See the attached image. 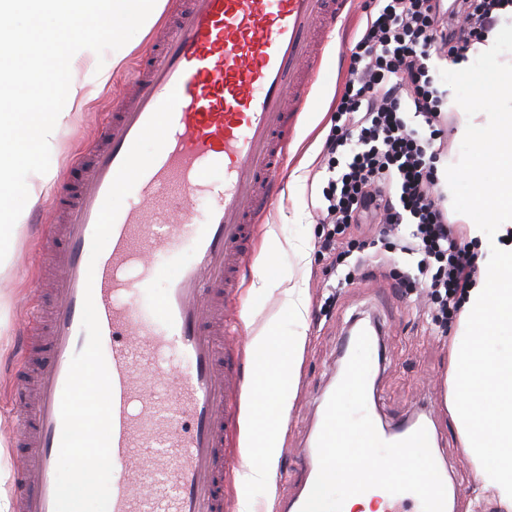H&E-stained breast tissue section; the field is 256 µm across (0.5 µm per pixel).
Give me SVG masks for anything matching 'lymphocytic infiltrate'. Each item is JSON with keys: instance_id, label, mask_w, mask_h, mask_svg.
<instances>
[{"instance_id": "lymphocytic-infiltrate-1", "label": "lymphocytic infiltrate", "mask_w": 512, "mask_h": 512, "mask_svg": "<svg viewBox=\"0 0 512 512\" xmlns=\"http://www.w3.org/2000/svg\"><path fill=\"white\" fill-rule=\"evenodd\" d=\"M512 0H367V21L350 50V76L324 143L327 185L316 210L319 251L342 265L337 243L351 225L369 223L408 263L397 279L418 288L431 325L447 329L480 270L467 232L450 221L436 163L447 153L453 120L441 110L433 60L460 61L484 41L497 11ZM420 117L409 127L405 112ZM407 235H399L401 225Z\"/></svg>"}]
</instances>
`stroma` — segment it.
<instances>
[{
  "label": "stroma",
  "instance_id": "obj_1",
  "mask_svg": "<svg viewBox=\"0 0 512 512\" xmlns=\"http://www.w3.org/2000/svg\"><path fill=\"white\" fill-rule=\"evenodd\" d=\"M365 21L364 10H357L345 31L336 38L317 88L318 106L303 117L290 150L286 190L260 224L252 262L241 271L240 298L234 306L239 315L251 305L249 286L254 275L253 264L265 251L268 230L287 224L310 225V232L299 233L295 238L297 251L310 256V264L302 273L310 312L309 343L300 369L295 405L284 429L276 493L270 498L263 488H256L255 510L286 512L287 495L300 487L303 473L297 452L310 441L316 428L319 415L316 395L333 385L331 371L341 354L344 332L350 319L357 317L364 322L380 321L387 325L389 332L387 364L376 381L373 412L380 421L390 425L409 419L415 409H424V421L438 431L448 470L462 488L452 512H468L470 504L480 500L485 503L482 512H497L488 503V491L475 478L470 462L461 451L446 407L453 335H430L428 319L416 305L415 289L392 287L384 268H373L366 279L340 294H333L331 285L336 276L315 246L320 230L314 210L324 187L315 170L322 160L325 133L333 125L334 109L349 77L347 47L358 38ZM150 57L148 34L135 36L123 66L113 73L111 84L97 92L82 109L71 110L52 144L59 169L53 179V191H61L62 170L79 162L98 123L126 93L130 72L146 64ZM60 221V215L56 214L51 224ZM51 224H26L10 245V263L0 270V448L7 452L12 449L11 408L18 401L16 385L29 379L39 365L35 359L22 361L18 353V321L25 308L47 305L53 300L52 267L46 261L52 241Z\"/></svg>",
  "mask_w": 512,
  "mask_h": 512
}]
</instances>
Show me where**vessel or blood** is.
Instances as JSON below:
<instances>
[{"mask_svg": "<svg viewBox=\"0 0 512 512\" xmlns=\"http://www.w3.org/2000/svg\"><path fill=\"white\" fill-rule=\"evenodd\" d=\"M147 69L100 129L69 192L51 255L55 303L35 387L13 446L14 512H54L72 356L87 336L92 294L112 384L109 512H226L229 398L242 381L218 337L257 224L283 190L291 139L317 99L314 84L355 0H169ZM167 141L124 199L91 259L95 223L134 140L170 92ZM204 214H197L200 198Z\"/></svg>", "mask_w": 512, "mask_h": 512, "instance_id": "b4317fda", "label": "vessel or blood"}]
</instances>
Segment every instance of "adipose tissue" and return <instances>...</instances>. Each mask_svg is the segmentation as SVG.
Returning <instances> with one entry per match:
<instances>
[{
	"mask_svg": "<svg viewBox=\"0 0 512 512\" xmlns=\"http://www.w3.org/2000/svg\"><path fill=\"white\" fill-rule=\"evenodd\" d=\"M166 0H36L33 7L15 8L0 0V13L14 18L15 41L40 44L64 11H73L74 27L66 30L62 60L43 66L40 80L26 82L24 99L0 98V128L7 130L9 168L0 170V197L9 203L0 215V242L12 240L24 227L40 193L17 182L13 174L27 168L54 171L50 140L76 105L112 81L124 62L134 32L150 29ZM100 28L112 45L108 66L90 67L81 84L65 82L61 62L76 65L86 52L81 30ZM468 61L458 62L466 73L464 95L448 106L457 111V137L475 144V151L447 161L438 172L449 197L465 201L454 215L464 222L478 253L480 276L461 298L456 336L448 370V414L459 444L478 480L492 491L501 512H512V23H498L485 42L472 46ZM40 101L39 110L23 101ZM295 228L271 233L275 257L292 256V267L272 274L258 271L250 286L253 300L279 293L284 309L258 316L247 310L246 324L258 329L247 343L257 361L244 395L239 430L243 472L242 491L254 484L275 493L276 463L281 453L283 425L296 396L299 369L308 336V305L299 269L307 262L295 249Z\"/></svg>",
	"mask_w": 512,
	"mask_h": 512,
	"instance_id": "obj_1",
	"label": "adipose tissue"
}]
</instances>
